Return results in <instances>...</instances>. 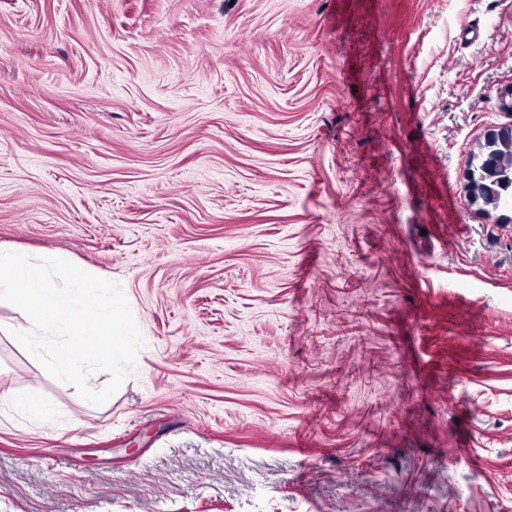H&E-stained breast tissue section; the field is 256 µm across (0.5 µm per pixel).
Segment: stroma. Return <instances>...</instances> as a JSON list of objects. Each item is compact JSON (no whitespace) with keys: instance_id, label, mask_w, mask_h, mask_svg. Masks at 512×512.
Listing matches in <instances>:
<instances>
[{"instance_id":"35a3bbf8","label":"stroma","mask_w":512,"mask_h":512,"mask_svg":"<svg viewBox=\"0 0 512 512\" xmlns=\"http://www.w3.org/2000/svg\"><path fill=\"white\" fill-rule=\"evenodd\" d=\"M508 128L512 0H0V250L143 338L94 406L0 302V512H512ZM491 152L495 155L498 168L512 181V136L509 137L508 141L497 140L494 144L490 143L489 139L485 141L480 153L482 162L479 164L480 166H475L473 170L480 168ZM10 398H13L15 410L21 415L34 418H46L51 413V408L47 402L36 400L30 395L19 394L14 397L10 396Z\"/></svg>"}]
</instances>
